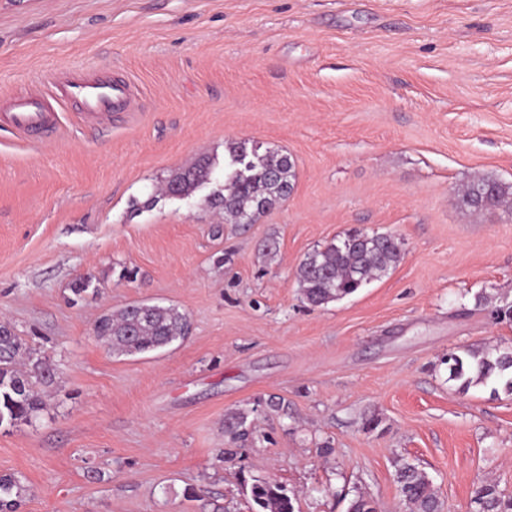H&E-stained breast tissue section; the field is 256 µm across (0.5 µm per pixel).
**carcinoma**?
<instances>
[{
	"label": "carcinoma",
	"instance_id": "obj_1",
	"mask_svg": "<svg viewBox=\"0 0 512 512\" xmlns=\"http://www.w3.org/2000/svg\"><path fill=\"white\" fill-rule=\"evenodd\" d=\"M229 156L224 184L206 198L222 214L224 223L254 224L267 211L288 198L294 188L295 163L277 150L263 154L246 140L226 145ZM213 180L205 159L173 175L165 185L170 197H187ZM459 204L474 212L512 207V188L491 179L469 183ZM401 258L398 238L389 233L350 230L307 253L296 281L304 301L321 307L343 299L385 275ZM190 331L186 314L171 306L129 305L99 317L94 334L111 352L135 356L184 340ZM448 380L467 392L472 387H492L512 395V348H460L448 353ZM54 377L50 358L32 347L7 323H0V427L30 423L44 410L39 386ZM396 483L410 512H442L432 480L419 465H397ZM25 487L12 474L0 475V512H19ZM252 512H298L297 498L282 485L256 480L250 486ZM471 512H512V498L499 495L492 484L479 486L471 499ZM347 512H377L364 495L349 500Z\"/></svg>",
	"mask_w": 512,
	"mask_h": 512
}]
</instances>
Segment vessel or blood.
Returning <instances> with one entry per match:
<instances>
[{
  "label": "vessel or blood",
  "instance_id": "1",
  "mask_svg": "<svg viewBox=\"0 0 512 512\" xmlns=\"http://www.w3.org/2000/svg\"><path fill=\"white\" fill-rule=\"evenodd\" d=\"M129 96L130 87L122 79L74 75L62 82H51L47 93L8 101L0 111V125L13 128L35 143L41 135L56 133V103L75 106L83 121L94 123L111 120L113 112L125 109Z\"/></svg>",
  "mask_w": 512,
  "mask_h": 512
}]
</instances>
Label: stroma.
I'll use <instances>...</instances> for the list:
<instances>
[{"mask_svg":"<svg viewBox=\"0 0 512 512\" xmlns=\"http://www.w3.org/2000/svg\"><path fill=\"white\" fill-rule=\"evenodd\" d=\"M65 73L135 98L108 126L66 108L35 144L0 126V319L56 368L40 417L0 428L20 512H202L200 489L251 512L256 479L300 512L358 492L407 512L403 459L443 512L482 484L512 496V396L460 392L445 364L512 346L493 316L512 213L455 202L471 178L512 183V0H0V99ZM241 139L290 155L294 189L216 237L205 191L159 189L204 157L223 179ZM351 228L396 236L400 262L308 305L301 261ZM139 302L188 314V337L113 355L93 323Z\"/></svg>","mask_w":512,"mask_h":512,"instance_id":"stroma-1","label":"stroma"}]
</instances>
